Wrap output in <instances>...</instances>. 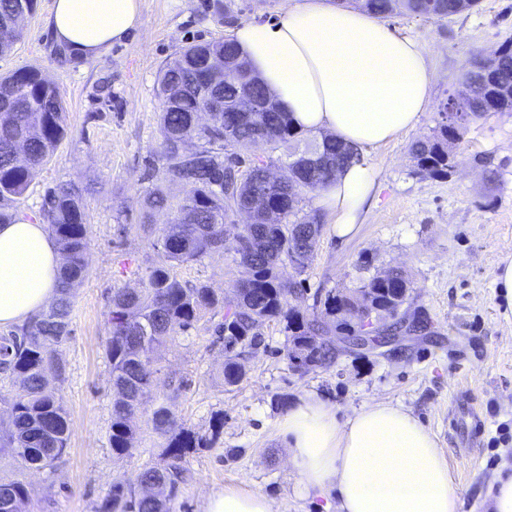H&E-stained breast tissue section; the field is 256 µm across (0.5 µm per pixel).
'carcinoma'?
<instances>
[{"mask_svg": "<svg viewBox=\"0 0 512 512\" xmlns=\"http://www.w3.org/2000/svg\"><path fill=\"white\" fill-rule=\"evenodd\" d=\"M362 9L388 18L406 12L430 15L421 0H354ZM477 0H438L441 16L470 10ZM37 0H0V28H12L20 36L21 16H31ZM224 63V111L213 113L208 125L198 122L207 108L209 62ZM463 91L454 100V115L441 111L432 133L414 141L409 149L414 172L445 178L453 145L468 124L485 113L512 112V40L502 44L494 58L481 57L463 77ZM158 95L163 99L159 115L161 142L159 172L162 179L182 189L179 196L149 190L141 200L145 218L166 211L165 232L151 242L155 260L143 287L115 288L108 313L110 336L105 357L112 375V420L109 443L112 456L129 455L136 435L133 421L143 402L153 394L151 367L157 351L179 334L188 332L208 312L222 315L213 327L224 340V385L234 386L245 376L242 349L257 343L260 328L277 319L284 323L292 349L291 360L300 371L331 363L336 357L335 337L360 336L364 311L351 302V294L314 297L312 311L301 312L308 300L304 275L323 229L319 210L309 206L313 193L325 186L355 151L323 133L306 141L288 118L272 103L253 113L236 111V99L247 91L257 98L268 92L240 58L234 42L218 40L183 47L160 71ZM66 106L59 88L43 82L35 69H23L0 77V224L17 216L28 190L32 171L47 163L66 135ZM233 128L236 138L224 142V130ZM197 141L196 151L185 145ZM266 145L267 153L248 150ZM282 170V186L272 191L260 177L261 163ZM277 209L281 219L265 223L256 213L252 222L239 225L229 239L224 225L240 206L253 201ZM43 219L62 254L58 272L59 296L38 320L26 323L18 333L0 336V376L19 380L20 390L1 395L0 453L12 457L17 467L51 468L64 455L70 439V419L59 399L46 390L47 374H62L55 355L70 333V291L85 278L88 250L87 215L83 189L66 184L48 194ZM217 251H227L250 268L251 278L237 282L231 295L216 293L204 283L187 286L174 269ZM361 287L376 293L378 328L368 339L371 347L389 343L393 336L422 333L425 318L402 311L410 282L400 271L382 277L374 274ZM324 304L325 312L317 311ZM152 429L165 437L164 464L142 468L135 484L158 485L153 494H140L118 482L104 512H169L167 503L184 480V459L207 440L185 429L165 404L150 419ZM28 489L20 480L0 482V512H21Z\"/></svg>", "mask_w": 512, "mask_h": 512, "instance_id": "1", "label": "carcinoma"}]
</instances>
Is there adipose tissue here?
<instances>
[{
	"instance_id": "ef3b65f1",
	"label": "adipose tissue",
	"mask_w": 512,
	"mask_h": 512,
	"mask_svg": "<svg viewBox=\"0 0 512 512\" xmlns=\"http://www.w3.org/2000/svg\"><path fill=\"white\" fill-rule=\"evenodd\" d=\"M143 24L140 0H54L46 26L74 61L125 41ZM243 59L293 126L326 132L358 152L416 128L432 94L424 49L382 20L331 0H292L276 21L232 34ZM373 172L340 169L318 205L351 234L373 201ZM61 258L46 225L18 216L0 224V326L38 317L55 299ZM302 491L336 495V512H460L449 465L433 435L404 408L365 405L346 421L309 394L280 423ZM205 512H273L262 493H211Z\"/></svg>"
}]
</instances>
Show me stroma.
<instances>
[{
	"label": "stroma",
	"instance_id": "1",
	"mask_svg": "<svg viewBox=\"0 0 512 512\" xmlns=\"http://www.w3.org/2000/svg\"><path fill=\"white\" fill-rule=\"evenodd\" d=\"M220 4L231 5L232 20L217 13ZM52 5L38 0L11 51L0 55V75L39 70L59 87L67 109V134L49 162L34 170L20 212L40 219L46 191L65 183L96 190L84 199L88 274L71 293V333L58 348L65 372L50 380L71 420L68 447L51 470L21 472L9 455L0 456V480L19 479L29 489L26 512H99L114 482L162 464L165 440L149 422L162 400L180 424L212 439L187 455V478L170 512H204L207 496L227 486L263 493L274 512H336L334 495L299 492L279 428L288 407L308 393L327 400L341 421L373 402L411 412L447 460L462 512H476L497 480L512 476V300L494 284L500 263L512 258V112H489L469 124L449 177L415 175L409 148L437 125L474 54L490 55L512 38V0H480L451 17L388 18L396 34L415 38L425 50L434 80L431 105L415 130L366 154L376 184L371 211L344 239L325 224L305 273L308 294L323 295L401 269L411 283L406 309L427 315L428 332L362 356L340 344L329 367L301 374L289 361L282 325L270 321L260 345L244 353L245 378L227 387L220 379L224 348L212 335V315H205L157 356L154 398L137 416L140 433L121 460L109 445L107 314L113 289L141 288L154 259L150 242L168 222L158 213L151 229H143L139 203L159 182V72L183 46L228 38L242 22L280 19L286 0H142V27L79 63L46 28ZM175 274L222 292L245 271L231 254L217 252ZM460 390L484 422L473 448L462 447L450 425Z\"/></svg>",
	"mask_w": 512,
	"mask_h": 512
}]
</instances>
